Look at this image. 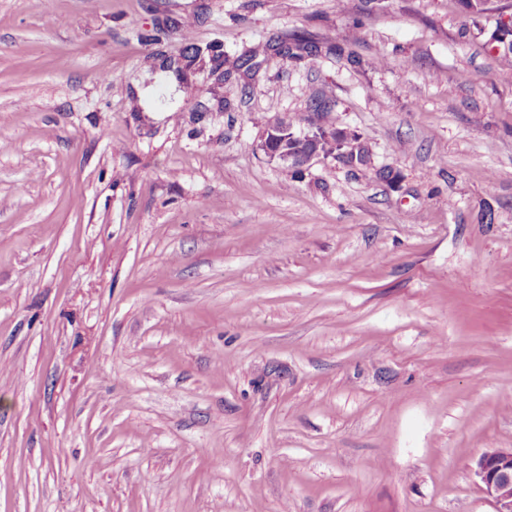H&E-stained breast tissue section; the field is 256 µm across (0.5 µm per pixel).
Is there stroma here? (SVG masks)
I'll return each instance as SVG.
<instances>
[{
	"mask_svg": "<svg viewBox=\"0 0 512 512\" xmlns=\"http://www.w3.org/2000/svg\"><path fill=\"white\" fill-rule=\"evenodd\" d=\"M510 5L0 0V512H493ZM314 111L325 120L324 124L328 129L333 128L332 123L326 120L330 113V106H323L321 102H316ZM296 140L312 142L315 147L304 154L297 153ZM325 141L333 144L331 151L323 150L329 144ZM361 141L355 131L340 127L327 130L319 124L318 120L309 119L302 124L299 120L280 119L270 122L265 127L260 148L270 160L295 170H304L314 161L329 157L349 167L352 158L353 164H356V158L364 162L368 157V149L364 143L357 154L358 144Z\"/></svg>",
	"mask_w": 512,
	"mask_h": 512,
	"instance_id": "1",
	"label": "stroma"
}]
</instances>
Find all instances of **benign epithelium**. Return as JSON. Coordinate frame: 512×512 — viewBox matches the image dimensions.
I'll return each mask as SVG.
<instances>
[{
  "mask_svg": "<svg viewBox=\"0 0 512 512\" xmlns=\"http://www.w3.org/2000/svg\"><path fill=\"white\" fill-rule=\"evenodd\" d=\"M308 141L315 147L304 154L296 151V141ZM333 144L330 151L324 142ZM360 136L346 128L325 129L318 121L280 119L269 123L263 133L261 150L272 161L295 170H304L319 159L332 157L344 166L357 158ZM475 475L494 505V512H512V449H492L476 461Z\"/></svg>",
  "mask_w": 512,
  "mask_h": 512,
  "instance_id": "1",
  "label": "benign epithelium"
}]
</instances>
